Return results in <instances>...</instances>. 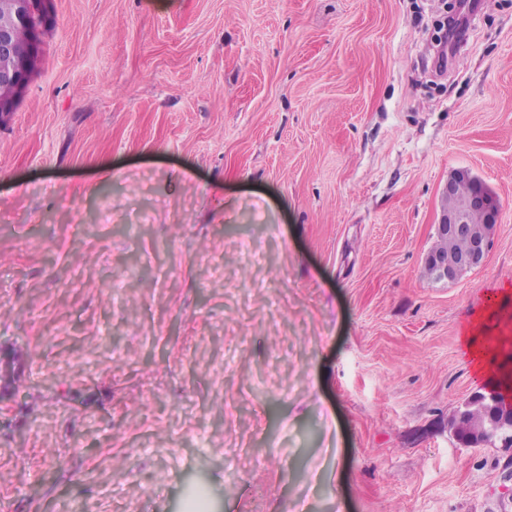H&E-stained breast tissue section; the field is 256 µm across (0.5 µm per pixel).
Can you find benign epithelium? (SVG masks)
<instances>
[{"instance_id": "obj_1", "label": "benign epithelium", "mask_w": 512, "mask_h": 512, "mask_svg": "<svg viewBox=\"0 0 512 512\" xmlns=\"http://www.w3.org/2000/svg\"><path fill=\"white\" fill-rule=\"evenodd\" d=\"M55 0H0V119L13 112L27 89L42 55L43 36L55 18ZM27 27L24 46L18 44L16 32ZM468 169H455L448 174V182L440 193V217L434 225L437 235L464 238L465 252L450 257L442 253H427L425 261L435 270L436 280L454 281L462 273L482 267L489 255L494 232L500 217V202L481 185L470 195H457L459 183L474 181ZM480 211L485 216L489 231L481 233L469 223V214ZM483 396L495 406L497 428L495 439L501 456L499 492L512 500V392L502 388H483Z\"/></svg>"}]
</instances>
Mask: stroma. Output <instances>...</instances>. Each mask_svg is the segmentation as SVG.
<instances>
[{"mask_svg":"<svg viewBox=\"0 0 512 512\" xmlns=\"http://www.w3.org/2000/svg\"><path fill=\"white\" fill-rule=\"evenodd\" d=\"M442 2L55 0L0 122V512H501L448 420L477 313L512 368V0L439 73ZM457 168L500 223L433 281Z\"/></svg>","mask_w":512,"mask_h":512,"instance_id":"35a3bbf8","label":"stroma"}]
</instances>
